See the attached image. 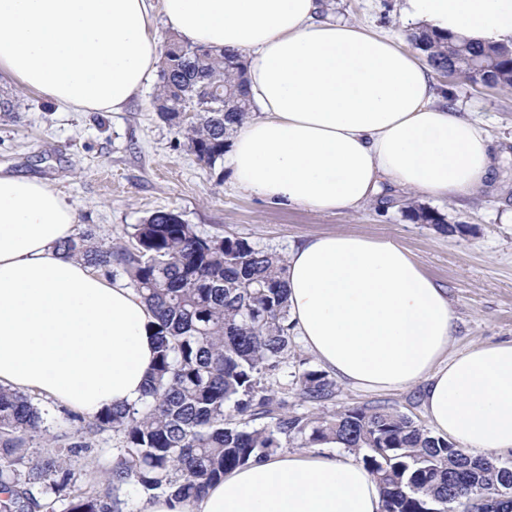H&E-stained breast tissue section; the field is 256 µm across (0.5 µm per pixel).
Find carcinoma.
<instances>
[{
    "mask_svg": "<svg viewBox=\"0 0 512 512\" xmlns=\"http://www.w3.org/2000/svg\"><path fill=\"white\" fill-rule=\"evenodd\" d=\"M437 72L452 67L466 81L512 89V46L484 48L423 29L410 35ZM246 62L226 49H206L171 36L162 54L153 108L184 127L197 158L213 167L224 159L228 139L253 112L244 89ZM408 217L441 224L437 212L406 207ZM86 231L64 242L67 254L96 271L123 268L154 317L156 360L139 403L107 407L80 427L55 436L57 446L37 457L20 452L47 432L31 395L0 387V512H54L68 489L63 512H121L119 492L132 486L151 494L189 500L224 473L271 457L281 448L336 443L361 455L379 485L384 512H456L495 492L498 507L512 512V466L492 453L471 457L386 404L333 412L277 414L272 425L248 428L226 413L255 420L273 412L266 377L288 362L286 259L244 238L205 236L193 224L174 222L157 210L133 225L130 245H92ZM305 403L321 406L335 383L317 369L296 376ZM111 430L123 448L107 487L78 486L76 458L92 446L86 437Z\"/></svg>",
    "mask_w": 512,
    "mask_h": 512,
    "instance_id": "carcinoma-1",
    "label": "carcinoma"
}]
</instances>
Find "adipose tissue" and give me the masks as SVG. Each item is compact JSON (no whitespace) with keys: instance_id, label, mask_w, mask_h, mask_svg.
Here are the masks:
<instances>
[{"instance_id":"1","label":"adipose tissue","mask_w":512,"mask_h":512,"mask_svg":"<svg viewBox=\"0 0 512 512\" xmlns=\"http://www.w3.org/2000/svg\"><path fill=\"white\" fill-rule=\"evenodd\" d=\"M320 0H0V73L77 111L119 112L153 75L155 13L192 44L246 53L259 111L224 161L235 185L280 205L354 210L394 185L437 199L485 189L499 159L478 119L438 101L432 70L391 37L323 17ZM415 27L512 42V0H403ZM73 205L0 171V386L91 418L135 403L156 356L144 300L66 257ZM294 335L337 380L423 382L436 434L464 451L512 450V340L449 354L446 288L399 243L312 236L286 263ZM349 455L277 454L199 499L143 512H382Z\"/></svg>"}]
</instances>
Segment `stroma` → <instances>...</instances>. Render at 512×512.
Wrapping results in <instances>:
<instances>
[{
  "mask_svg": "<svg viewBox=\"0 0 512 512\" xmlns=\"http://www.w3.org/2000/svg\"><path fill=\"white\" fill-rule=\"evenodd\" d=\"M402 0H328L331 17L357 23L407 42L411 32ZM438 93L456 111L482 119L500 165L488 187L460 200L438 201L424 194L387 187L386 202L356 210L320 212L282 206L238 190L223 163L207 166L186 138L160 118L148 80L120 112H77L41 92L0 75V170L39 179L73 205L79 231L93 230L94 243L129 244L132 225L152 211L178 213L204 235L225 234L253 246L287 254L292 245L321 234L349 233L390 238L412 255L421 269L448 290L456 321L449 353L512 339V90L474 86L440 74ZM414 202L433 209L439 224H421L403 208ZM316 358L295 342L287 367L267 387L289 408L309 411L293 384L295 373L318 368ZM388 404L429 426L422 386L393 392L367 391L337 383L325 409ZM80 466L97 482L122 447L120 436L104 432Z\"/></svg>",
  "mask_w": 512,
  "mask_h": 512,
  "instance_id": "1",
  "label": "stroma"
}]
</instances>
